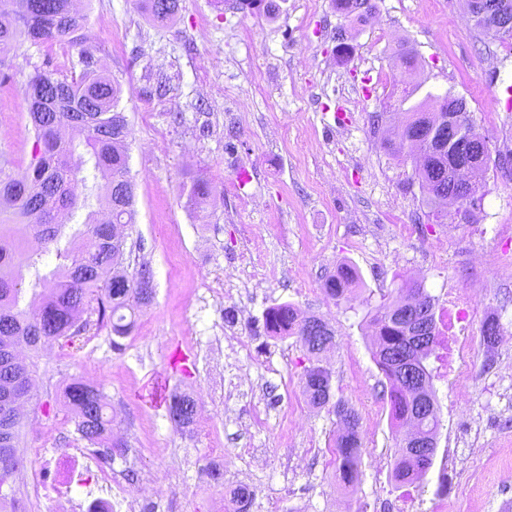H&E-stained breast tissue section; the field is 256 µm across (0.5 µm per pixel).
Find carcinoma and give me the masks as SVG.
<instances>
[{"label": "carcinoma", "instance_id": "1", "mask_svg": "<svg viewBox=\"0 0 512 512\" xmlns=\"http://www.w3.org/2000/svg\"><path fill=\"white\" fill-rule=\"evenodd\" d=\"M336 7L360 15L371 11L374 4L371 0H336ZM143 8L150 21L165 26L175 18L179 0H171L163 14L153 10L152 0H143ZM86 22L85 15L71 10L70 0H44L41 7L20 12L6 9L0 0V67H13L15 50L24 42H76ZM23 91L34 133L35 163L23 181L0 179V240L14 237L10 221L20 217L40 240L41 249L29 251L18 240L0 247V316L7 315L11 321L7 328H0V345L6 340L12 344L22 341L36 351L52 343L71 346L89 325L74 317L78 311L96 313L97 324L110 327L116 337L127 336L134 326L136 310L152 301L155 289L147 287L146 266H125L126 240L112 231L116 224L129 227L135 223L134 188L126 151L130 130L126 115L118 109L120 85L90 68L78 77L44 70L35 73ZM449 98V93L427 96L408 113L407 125L428 121L431 112ZM394 151L412 158L428 206L433 208L442 202L437 184L450 194L454 192L449 179L455 163L453 144H448V151L443 153L425 140L410 141L402 133ZM79 181L91 183L82 201L71 190V185ZM212 192L211 183L199 179L192 185L188 204L200 208ZM94 197L108 202L112 224L98 221L90 202ZM81 206L88 212L75 228L71 221ZM48 252L62 261L67 277L55 283L49 294H35L24 305L26 277L33 278L36 286L47 280L41 274V262ZM356 280V272L345 266L327 277L325 290L339 300ZM411 297L425 308L424 318L432 336L431 346L425 350L415 341L419 335L416 322L403 312ZM264 322L270 330H283L297 337L312 360L303 379L310 403L337 416L350 417L336 437L332 453L340 481L347 486L357 484L363 451L360 418L342 400H333L331 372L318 364L320 355L336 345L335 331L320 318L302 316L288 302L268 309ZM373 322L377 331L373 357L389 384L393 421H413L420 436H437L438 418L415 417L416 396L405 388L394 358L398 354L424 363L433 354L437 332L431 296L419 285L402 287L395 298L379 308ZM64 400L78 419L83 439L106 448L124 447L112 441V418L97 387L74 381L66 387ZM6 412L8 409L1 404L0 486L23 466L18 455L21 416L15 413L8 417ZM168 415L174 424L190 426L197 415L194 399L183 393L171 394ZM403 441L404 435L398 434L393 463L394 481L401 485L416 482L420 474Z\"/></svg>", "mask_w": 512, "mask_h": 512}]
</instances>
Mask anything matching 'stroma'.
Listing matches in <instances>:
<instances>
[{"label": "stroma", "instance_id": "obj_1", "mask_svg": "<svg viewBox=\"0 0 512 512\" xmlns=\"http://www.w3.org/2000/svg\"><path fill=\"white\" fill-rule=\"evenodd\" d=\"M277 14L240 0H181L173 25L153 26L138 0H87L73 44L30 45L0 70V171H28L34 153L23 86L43 70L71 71L82 55L121 87L135 222L127 243L153 271L156 294L130 334L93 328L74 346L32 352L33 398L23 408L21 479L0 496L26 512L67 487L81 504L109 497L97 479L71 481L57 461L76 448L129 494L180 484L159 512H213L220 492L253 494L249 512H512V347L486 348L481 326L512 332V168L490 165L475 220L452 224L428 208L412 159L391 144L427 93L465 98L476 133L512 153V36L477 28L467 0H373L358 18L334 0H275ZM417 65L403 74L398 56ZM380 122H373L374 114ZM213 183L192 209L197 177ZM360 274L346 299L327 275ZM425 288L439 335L430 358L439 408L434 462L408 487L392 479L395 427L373 358L372 318L403 282ZM289 302L336 332L322 354L336 398L361 418L359 484L344 488L330 449L341 427L311 406L310 365L296 337L264 315ZM93 374L126 443L104 456L83 440L62 399ZM199 396L192 426L173 429L153 383ZM357 280L356 272L350 267H340L336 273L329 275L325 282V290L333 299L344 298L346 288Z\"/></svg>", "mask_w": 512, "mask_h": 512}]
</instances>
